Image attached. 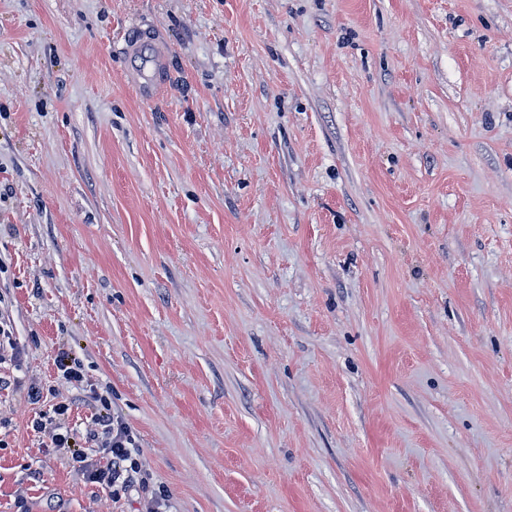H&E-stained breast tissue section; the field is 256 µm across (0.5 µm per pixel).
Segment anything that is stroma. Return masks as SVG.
Listing matches in <instances>:
<instances>
[{
    "instance_id": "1",
    "label": "stroma",
    "mask_w": 512,
    "mask_h": 512,
    "mask_svg": "<svg viewBox=\"0 0 512 512\" xmlns=\"http://www.w3.org/2000/svg\"><path fill=\"white\" fill-rule=\"evenodd\" d=\"M0 325V512H512V0H0ZM151 50V55L147 56L142 46L136 43L131 44L128 48L129 54L141 61L138 69L140 75L138 88L140 94L147 98L153 96L160 83L164 60V52L160 47L156 46ZM83 438L85 442L94 443L95 447L101 448L108 457L106 466L101 467L89 460L84 451H73L72 460L82 464L79 467L88 481L108 491L112 499L122 498L137 486L146 495L142 462L135 449L132 430L124 420L108 412L100 413L92 419ZM142 500L140 512L167 511L165 509L168 500L161 491L142 496ZM48 420H45V422L42 419H37L33 421L32 428L35 432L41 433L44 435H47L48 439L50 440V446L52 448H71L74 447L75 444L72 443V441L75 439L73 436V433L68 431L67 429L64 430V427L60 424H54L52 421L50 423H47ZM49 425V426H47Z\"/></svg>"
}]
</instances>
